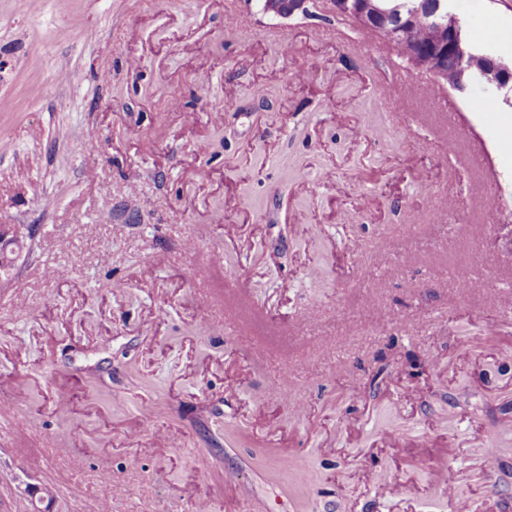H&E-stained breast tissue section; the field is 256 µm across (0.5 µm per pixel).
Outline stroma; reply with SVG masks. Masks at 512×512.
<instances>
[{"label": "stroma", "instance_id": "1", "mask_svg": "<svg viewBox=\"0 0 512 512\" xmlns=\"http://www.w3.org/2000/svg\"><path fill=\"white\" fill-rule=\"evenodd\" d=\"M399 62L330 0H0V512H512V105ZM263 1L265 0H260V2ZM310 2L311 1L309 0H266L265 6L263 2L262 8L264 6L265 13H270L282 18H287L298 13H308V4Z\"/></svg>", "mask_w": 512, "mask_h": 512}]
</instances>
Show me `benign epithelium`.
<instances>
[{
  "label": "benign epithelium",
  "instance_id": "benign-epithelium-1",
  "mask_svg": "<svg viewBox=\"0 0 512 512\" xmlns=\"http://www.w3.org/2000/svg\"><path fill=\"white\" fill-rule=\"evenodd\" d=\"M335 12L351 19L358 27L369 30L392 44L410 66L436 81L463 92L480 84L494 92H512V64L491 51L478 52L463 40L459 20L448 14V28H439L438 43L425 47L414 30L404 21L389 14L380 0H330ZM309 0H266L264 12L287 18L309 11ZM18 231L0 225V272L14 266L8 246L17 239Z\"/></svg>",
  "mask_w": 512,
  "mask_h": 512
}]
</instances>
